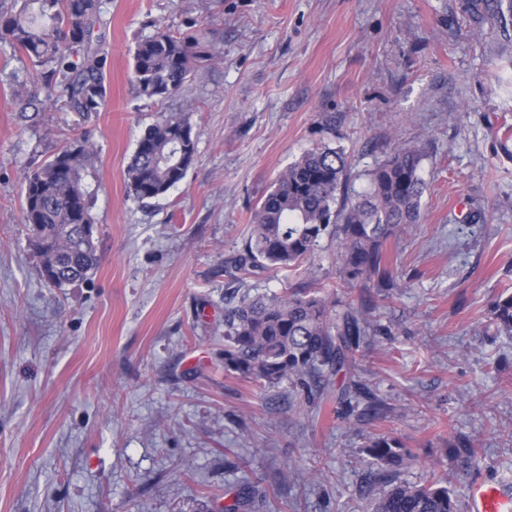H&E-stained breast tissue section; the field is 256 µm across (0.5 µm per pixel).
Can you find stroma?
<instances>
[{"label": "stroma", "mask_w": 512, "mask_h": 512, "mask_svg": "<svg viewBox=\"0 0 512 512\" xmlns=\"http://www.w3.org/2000/svg\"><path fill=\"white\" fill-rule=\"evenodd\" d=\"M488 0H102L108 104L45 100L38 70L0 46V512H219L242 479L262 512H370L386 490L363 447L389 434L413 483L444 460L459 502L512 483V339L490 310L512 288V15ZM165 29L204 60L168 99L139 93L138 41ZM186 117L184 181L148 206L125 173L142 126ZM90 134L81 170L99 263L48 287L27 245L21 185ZM349 157L347 192L394 149L423 152L421 219L389 240L394 284L371 312L352 408L224 371V295L306 285L303 270L235 276L255 209L316 144ZM335 235L312 264L340 287ZM383 414L366 412L371 400ZM473 462L450 454L458 439ZM245 461L225 470V460Z\"/></svg>", "instance_id": "1"}]
</instances>
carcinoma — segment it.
I'll use <instances>...</instances> for the list:
<instances>
[{
    "label": "carcinoma",
    "instance_id": "1",
    "mask_svg": "<svg viewBox=\"0 0 512 512\" xmlns=\"http://www.w3.org/2000/svg\"><path fill=\"white\" fill-rule=\"evenodd\" d=\"M101 22L99 0H0V42L28 56L45 78L46 100L83 118L107 103L103 70L106 54L92 42ZM81 54L70 60L69 50ZM194 45L159 30L137 42L133 71L148 98L179 94L193 78ZM92 151L84 138L27 173L22 183V214L32 233L29 246L42 272L56 275L55 287L85 280L98 265L96 244L86 237L92 223L80 170ZM196 137L191 124L171 115L143 126L127 166L129 193L142 204L164 198L193 165ZM422 150L401 147L370 173V189L336 205L347 183L348 158L322 142L305 151L275 179L258 204L243 253L234 268L296 270L315 255L321 238L334 232L340 277L349 288H381L392 280L387 241L420 220L425 183L419 175ZM499 335L512 338V293L499 296L491 311ZM372 327L351 304L316 290L281 294L248 293L224 308V371L263 388L283 384L321 385L328 375L352 364ZM371 464L397 473L410 457L396 437L380 434L365 446ZM224 505V512L255 507L249 482ZM372 512H460L448 471L423 484L389 481Z\"/></svg>",
    "mask_w": 512,
    "mask_h": 512
}]
</instances>
